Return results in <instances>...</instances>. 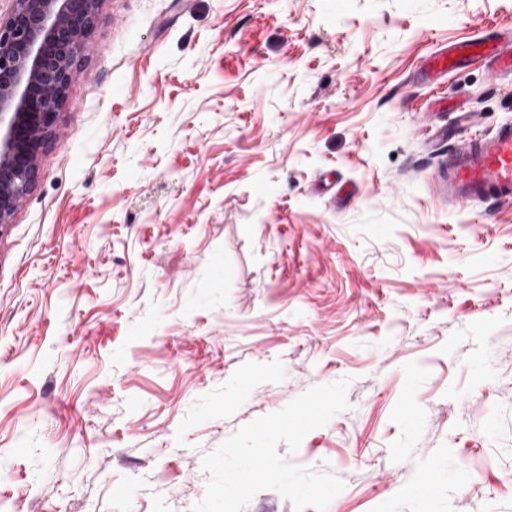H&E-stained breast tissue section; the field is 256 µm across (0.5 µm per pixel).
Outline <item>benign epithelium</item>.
Segmentation results:
<instances>
[{
  "instance_id": "7a95c632",
  "label": "benign epithelium",
  "mask_w": 512,
  "mask_h": 512,
  "mask_svg": "<svg viewBox=\"0 0 512 512\" xmlns=\"http://www.w3.org/2000/svg\"><path fill=\"white\" fill-rule=\"evenodd\" d=\"M13 2L0 24V229L31 189L99 0Z\"/></svg>"
}]
</instances>
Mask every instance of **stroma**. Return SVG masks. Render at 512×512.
<instances>
[{"label":"stroma","instance_id":"obj_1","mask_svg":"<svg viewBox=\"0 0 512 512\" xmlns=\"http://www.w3.org/2000/svg\"><path fill=\"white\" fill-rule=\"evenodd\" d=\"M509 30L512 0H102L0 235V512H190L204 455L345 376L277 446L344 480L327 512H512V203L431 189L512 76L423 77Z\"/></svg>","mask_w":512,"mask_h":512}]
</instances>
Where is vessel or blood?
Wrapping results in <instances>:
<instances>
[{
  "mask_svg": "<svg viewBox=\"0 0 512 512\" xmlns=\"http://www.w3.org/2000/svg\"><path fill=\"white\" fill-rule=\"evenodd\" d=\"M480 57L489 59L495 75H512L511 39L503 44L483 38L455 44L452 51L435 52L428 71L446 73ZM437 182L452 210L474 202L512 203V124H502L490 136L449 151Z\"/></svg>",
  "mask_w": 512,
  "mask_h": 512,
  "instance_id": "obj_1",
  "label": "vessel or blood"
}]
</instances>
